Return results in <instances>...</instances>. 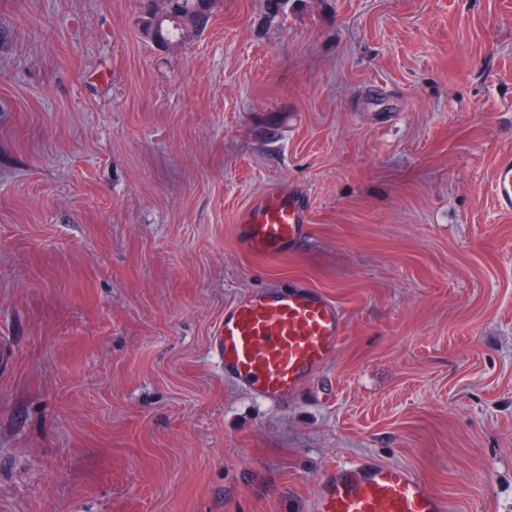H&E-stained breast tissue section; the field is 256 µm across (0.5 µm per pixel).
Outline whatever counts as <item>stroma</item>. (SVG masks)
<instances>
[{"label": "stroma", "instance_id": "35a3bbf8", "mask_svg": "<svg viewBox=\"0 0 512 512\" xmlns=\"http://www.w3.org/2000/svg\"><path fill=\"white\" fill-rule=\"evenodd\" d=\"M140 0H0V512H313L339 462L512 512V0H218L170 51ZM311 223L264 261L267 190ZM342 307L278 408L210 341L249 291ZM496 193L501 207L512 209V157L501 159L495 175ZM237 222L239 247L265 259L288 254L308 229L306 206L284 190L258 198L239 214Z\"/></svg>", "mask_w": 512, "mask_h": 512}]
</instances>
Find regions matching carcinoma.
Wrapping results in <instances>:
<instances>
[{"label": "carcinoma", "mask_w": 512, "mask_h": 512, "mask_svg": "<svg viewBox=\"0 0 512 512\" xmlns=\"http://www.w3.org/2000/svg\"><path fill=\"white\" fill-rule=\"evenodd\" d=\"M168 7L162 17H157L152 5H147L140 19L141 34L161 48L173 49L196 38L206 28L211 13L205 12L208 4L201 2V9L189 13L184 7L188 0H166Z\"/></svg>", "instance_id": "cac0c4a2"}]
</instances>
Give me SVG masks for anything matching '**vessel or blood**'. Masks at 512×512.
I'll list each match as a JSON object with an SVG mask.
<instances>
[{"label":"vessel or blood","instance_id":"b4317fda","mask_svg":"<svg viewBox=\"0 0 512 512\" xmlns=\"http://www.w3.org/2000/svg\"><path fill=\"white\" fill-rule=\"evenodd\" d=\"M496 193L512 209V157L501 159ZM308 229L305 205L286 191L259 198L238 216L235 236L250 255L277 259ZM345 332L337 302L295 281L239 296L224 310L211 349L224 376L254 399L284 408L336 356ZM315 512H448L446 499L412 469L364 459L340 463L315 495Z\"/></svg>","mask_w":512,"mask_h":512}]
</instances>
